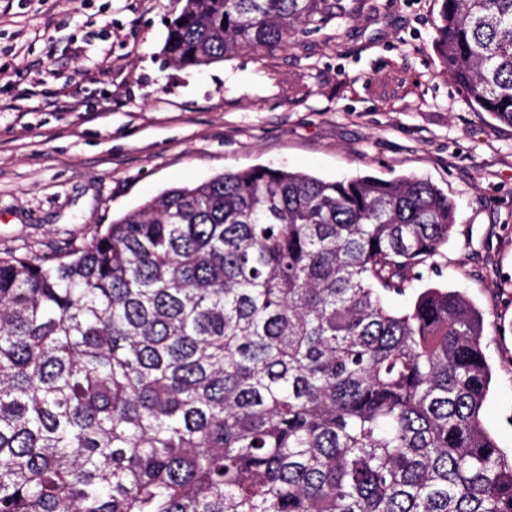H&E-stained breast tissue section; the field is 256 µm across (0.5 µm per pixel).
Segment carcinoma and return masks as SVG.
Instances as JSON below:
<instances>
[{
	"mask_svg": "<svg viewBox=\"0 0 512 512\" xmlns=\"http://www.w3.org/2000/svg\"><path fill=\"white\" fill-rule=\"evenodd\" d=\"M464 101L512 127V0H437ZM344 0H184L203 67ZM448 194L267 166L167 188L52 264L0 257V512H512L478 309L418 268Z\"/></svg>",
	"mask_w": 512,
	"mask_h": 512,
	"instance_id": "cac0c4a2",
	"label": "carcinoma"
}]
</instances>
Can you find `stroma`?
Returning <instances> with one entry per match:
<instances>
[{"label":"stroma","mask_w":512,"mask_h":512,"mask_svg":"<svg viewBox=\"0 0 512 512\" xmlns=\"http://www.w3.org/2000/svg\"><path fill=\"white\" fill-rule=\"evenodd\" d=\"M347 3L285 47L180 68L161 48L184 0H0V257L53 263L144 199L227 170L428 179L456 223L412 286L480 310L482 421L511 451L512 127L442 72L434 0Z\"/></svg>","instance_id":"stroma-1"}]
</instances>
